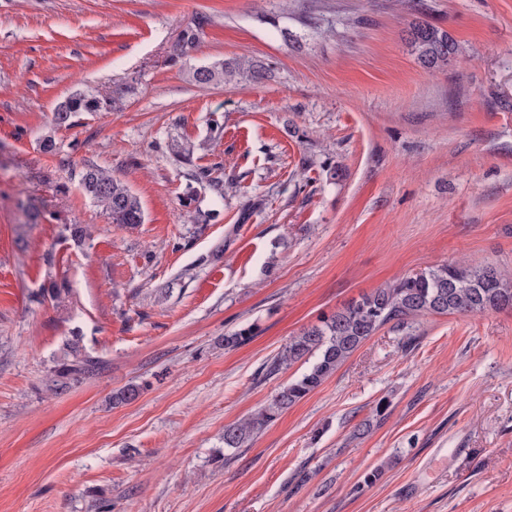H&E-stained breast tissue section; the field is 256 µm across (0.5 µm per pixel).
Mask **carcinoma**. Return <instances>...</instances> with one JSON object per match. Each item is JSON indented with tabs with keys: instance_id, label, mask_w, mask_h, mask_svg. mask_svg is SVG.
Segmentation results:
<instances>
[{
	"instance_id": "1",
	"label": "carcinoma",
	"mask_w": 512,
	"mask_h": 512,
	"mask_svg": "<svg viewBox=\"0 0 512 512\" xmlns=\"http://www.w3.org/2000/svg\"><path fill=\"white\" fill-rule=\"evenodd\" d=\"M209 22L203 14L195 16L180 32L178 42L170 56L177 62L195 47L199 33ZM408 44L418 62L426 69L448 65L459 53L457 41L447 31L428 23L410 27ZM270 66L254 61L217 62L202 66L193 72L195 82L202 85L218 84L234 77L260 82L268 77ZM67 107L57 106L53 124L67 128L80 112H118L121 97H102L91 90L79 91L65 99ZM194 181L205 183L224 199V185L212 176V169L200 168L193 175ZM83 192L120 226L144 223L145 214L140 198L112 172L96 165L87 166L80 178ZM183 206L209 222L220 211H204L197 207V197L192 191L182 198ZM512 308V277L490 268H467L443 264L416 274L403 277L377 289L370 295L347 304L319 323L303 329L291 337L278 354L270 370L276 371L300 361L315 358L308 370L282 386L269 403L247 419L224 427V449L242 448L274 422L288 407L299 402L319 388L361 345L381 327L393 322L405 326L409 321L426 313L469 315L488 310ZM255 335V327H241L224 337V347L235 348ZM99 361L82 357L71 365L64 364L54 370V391L68 387L72 375L95 371Z\"/></svg>"
}]
</instances>
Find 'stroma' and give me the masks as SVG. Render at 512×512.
Listing matches in <instances>:
<instances>
[{
    "label": "stroma",
    "instance_id": "1",
    "mask_svg": "<svg viewBox=\"0 0 512 512\" xmlns=\"http://www.w3.org/2000/svg\"><path fill=\"white\" fill-rule=\"evenodd\" d=\"M414 21L458 42L448 66ZM243 59L270 78L192 79ZM87 87L122 111L55 128ZM178 142L224 181L215 221L182 205L213 195ZM90 163L143 224L83 194ZM446 263L512 275V0H0V512H512V309L387 324L224 448L305 371L261 373L292 336ZM77 354L99 369L54 392ZM209 18L200 14L195 16L180 32L178 42L170 56V60L176 63L180 58L186 56L195 47L199 39V33ZM407 41L418 62L426 69L444 67L459 53V45L448 31L428 22L412 25ZM80 185L83 192L111 216L113 224L134 226L144 223L140 198L111 171L88 165L81 174Z\"/></svg>",
    "mask_w": 512,
    "mask_h": 512
}]
</instances>
